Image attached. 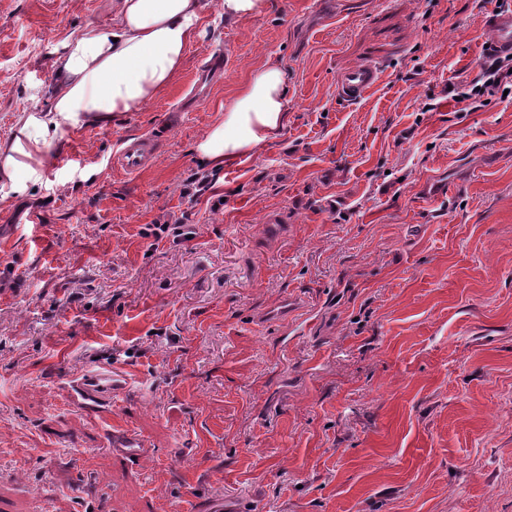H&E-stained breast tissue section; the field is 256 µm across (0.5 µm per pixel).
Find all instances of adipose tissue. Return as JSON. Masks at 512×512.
Listing matches in <instances>:
<instances>
[{
    "label": "adipose tissue",
    "mask_w": 512,
    "mask_h": 512,
    "mask_svg": "<svg viewBox=\"0 0 512 512\" xmlns=\"http://www.w3.org/2000/svg\"><path fill=\"white\" fill-rule=\"evenodd\" d=\"M205 0H114L112 23L89 24L66 41L54 63L47 110L25 114L0 143V194L22 195L60 152L67 131L139 112L172 82L201 34ZM283 70L266 64L224 102V118L195 145L212 170L252 153L282 129Z\"/></svg>",
    "instance_id": "obj_1"
}]
</instances>
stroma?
Returning a JSON list of instances; mask_svg holds the SVG:
<instances>
[{
    "mask_svg": "<svg viewBox=\"0 0 512 512\" xmlns=\"http://www.w3.org/2000/svg\"><path fill=\"white\" fill-rule=\"evenodd\" d=\"M205 33L140 112L65 135L0 199V502L11 512H512V97L468 112L495 0H267ZM112 0H0V142ZM224 78L197 94L215 56ZM272 140L212 173L197 139L267 62ZM373 63L361 101L341 72ZM154 165L113 173L123 137ZM192 239L141 237L164 215ZM137 382L85 411L70 384ZM141 434L137 463L113 431ZM381 82L379 68L372 63H360L338 78V94L343 101H356L374 90ZM110 446L113 459L119 463H129L135 459L139 460L147 451V444L144 438L131 430L119 433L114 432Z\"/></svg>",
    "mask_w": 512,
    "mask_h": 512,
    "instance_id": "1",
    "label": "stroma"
}]
</instances>
